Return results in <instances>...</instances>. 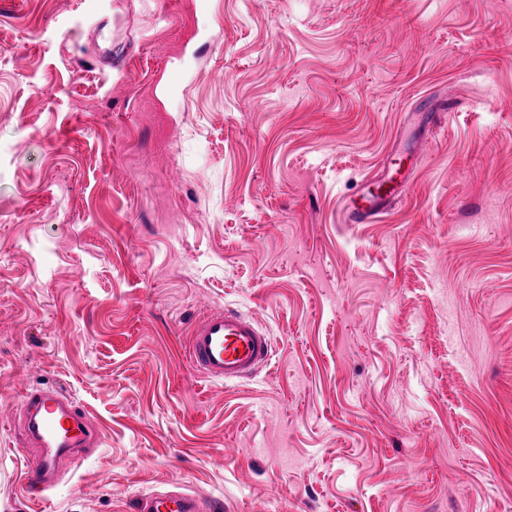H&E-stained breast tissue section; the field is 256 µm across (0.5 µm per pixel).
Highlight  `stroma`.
Listing matches in <instances>:
<instances>
[{
  "instance_id": "stroma-1",
  "label": "stroma",
  "mask_w": 512,
  "mask_h": 512,
  "mask_svg": "<svg viewBox=\"0 0 512 512\" xmlns=\"http://www.w3.org/2000/svg\"><path fill=\"white\" fill-rule=\"evenodd\" d=\"M212 308L270 364L196 369ZM35 387L99 434L37 498ZM168 491L512 512V0H0V512ZM405 185L396 184L386 187L383 193L363 188L353 207L345 206V217L349 224H370L380 215L402 199L405 194ZM272 342L253 320L231 310H210L194 325L188 356L205 376L227 381L247 379L266 366Z\"/></svg>"
}]
</instances>
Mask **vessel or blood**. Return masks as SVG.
Here are the masks:
<instances>
[{"label":"vessel or blood","instance_id":"b4317fda","mask_svg":"<svg viewBox=\"0 0 512 512\" xmlns=\"http://www.w3.org/2000/svg\"><path fill=\"white\" fill-rule=\"evenodd\" d=\"M405 187L391 185L384 192L363 189L345 217L351 224H370L402 199ZM272 342L253 320L231 310H210L194 325L188 356L205 376L224 381L247 379L266 366ZM17 419L29 447L35 448V493L52 488L65 458L93 448L98 433L86 412L60 389H30L21 400ZM137 512H210L202 497L186 492L141 496Z\"/></svg>","mask_w":512,"mask_h":512}]
</instances>
